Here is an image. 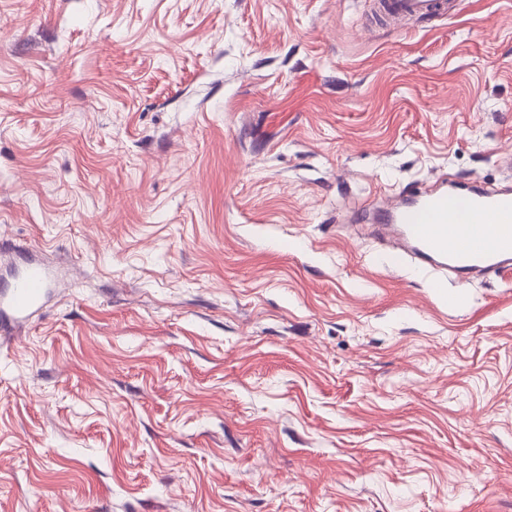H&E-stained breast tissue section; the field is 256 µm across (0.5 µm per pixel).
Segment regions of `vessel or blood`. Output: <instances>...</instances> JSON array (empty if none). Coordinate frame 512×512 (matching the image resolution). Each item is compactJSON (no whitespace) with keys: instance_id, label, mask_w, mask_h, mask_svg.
<instances>
[{"instance_id":"vessel-or-blood-1","label":"vessel or blood","mask_w":512,"mask_h":512,"mask_svg":"<svg viewBox=\"0 0 512 512\" xmlns=\"http://www.w3.org/2000/svg\"><path fill=\"white\" fill-rule=\"evenodd\" d=\"M386 23L445 11L446 0H373ZM368 222L392 242V257L435 274L444 287L449 273L512 270V187L488 189L448 181L417 188L374 210ZM51 280L47 268L30 265L4 304L23 320L39 303Z\"/></svg>"}]
</instances>
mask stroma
<instances>
[{"mask_svg":"<svg viewBox=\"0 0 512 512\" xmlns=\"http://www.w3.org/2000/svg\"><path fill=\"white\" fill-rule=\"evenodd\" d=\"M505 154L512 0H0V512H512V271L349 216ZM373 4L376 18L389 24L439 14L448 8L445 0H373ZM50 280L51 275L47 268L39 264L30 265L5 298V309L13 314L16 321L25 319L39 303Z\"/></svg>","mask_w":512,"mask_h":512,"instance_id":"obj_1","label":"stroma"}]
</instances>
